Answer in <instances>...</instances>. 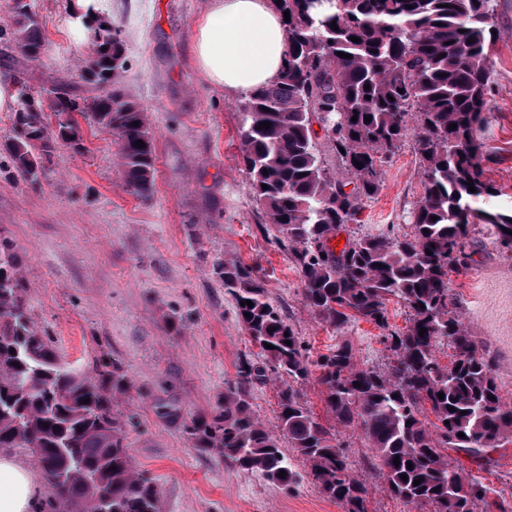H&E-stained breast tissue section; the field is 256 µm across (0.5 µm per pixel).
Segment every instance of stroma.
<instances>
[{
	"mask_svg": "<svg viewBox=\"0 0 512 512\" xmlns=\"http://www.w3.org/2000/svg\"><path fill=\"white\" fill-rule=\"evenodd\" d=\"M42 25L44 50L27 59L0 10V74L25 72L34 94L92 91L78 77L90 50L75 25L78 0H26ZM96 14L118 27L127 47L122 86L142 104L155 134V188L130 192L109 130L81 120L80 149L56 146L37 180L19 176L0 150V237L22 261L24 304L61 361L94 372L116 363L130 381L113 406L139 472L157 484L161 512H343L317 489L295 450L291 484L240 471L216 453L193 447L184 421L217 411L243 358L259 349L235 315L215 261L253 268L274 305L311 355L349 345L359 364L381 366L383 331L357 321L333 329L302 302L303 283L287 249L272 243L240 155L238 97L208 84L190 49L194 20L207 0H94ZM491 91L484 145L487 176L501 199L512 197V0H496ZM422 194L419 158L405 143L385 166L378 193L365 202L351 235L411 234ZM472 263L450 276L457 312L492 359L500 394L512 402V250L477 226ZM356 475L370 487L368 512H405L367 465L357 427L340 428ZM472 475L512 504V444Z\"/></svg>",
	"mask_w": 512,
	"mask_h": 512,
	"instance_id": "1",
	"label": "stroma"
}]
</instances>
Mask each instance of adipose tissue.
Masks as SVG:
<instances>
[{
	"mask_svg": "<svg viewBox=\"0 0 512 512\" xmlns=\"http://www.w3.org/2000/svg\"><path fill=\"white\" fill-rule=\"evenodd\" d=\"M193 58L209 83L239 98L274 84L287 38L272 0H209L191 32ZM40 485L11 454L0 452V512H38Z\"/></svg>",
	"mask_w": 512,
	"mask_h": 512,
	"instance_id": "adipose-tissue-1",
	"label": "adipose tissue"
}]
</instances>
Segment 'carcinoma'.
<instances>
[{"mask_svg":"<svg viewBox=\"0 0 512 512\" xmlns=\"http://www.w3.org/2000/svg\"><path fill=\"white\" fill-rule=\"evenodd\" d=\"M494 2L279 0L278 10L290 14L281 77L252 92L240 108V153L253 197L275 240L288 246L302 277L303 303L321 322L336 329L363 320L385 329L393 297L410 309L409 326L385 337L392 360L383 369L359 366L347 345L314 357L251 267L216 263L262 361L243 360L219 411L184 424L194 447L286 485L293 472L281 448L284 436L325 497L343 512H367L369 488L354 474L335 427L302 399L301 386L314 379L334 422L359 427L389 496L416 512L489 506L491 488L446 450L480 461L487 449L512 441V402L501 398L487 353L457 314L448 279L472 261L478 223L494 229V243L512 249V212L475 207L493 196L476 132L488 112ZM5 7L22 53L39 58L38 17L26 7ZM89 30L92 48L80 78L97 95L83 104L58 96L46 107L18 73L14 134L4 150L17 172L35 180L55 146L81 145L77 116L88 117L112 132L127 187L147 197L154 189L153 132L146 109L121 89L126 44L108 20H96ZM414 118L422 125L415 152L423 193L412 237L350 236L335 249L336 237L380 190L383 168ZM315 123L334 146L339 177L319 157ZM452 123L457 128L449 129ZM20 267L18 254L0 237V448L29 450L47 474L51 492L40 512H161L159 490L137 472L112 408L129 380L115 364L89 375L59 360L25 310ZM245 300L253 307L241 305ZM443 343L455 351L449 366L435 357ZM274 376L288 381L278 390L277 425L269 428L254 416L250 393ZM425 404L435 417L431 424L422 415Z\"/></svg>","mask_w":512,"mask_h":512,"instance_id":"carcinoma-1","label":"carcinoma"}]
</instances>
